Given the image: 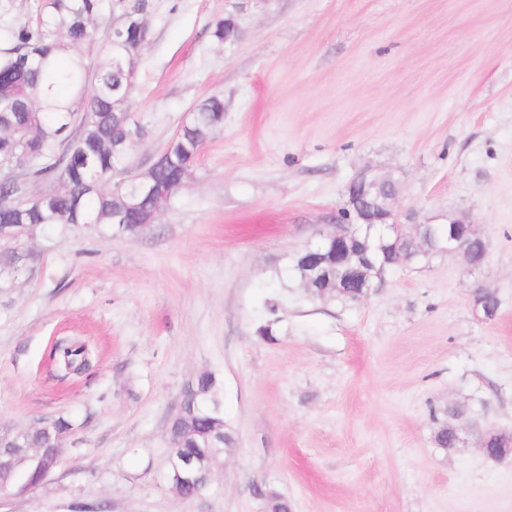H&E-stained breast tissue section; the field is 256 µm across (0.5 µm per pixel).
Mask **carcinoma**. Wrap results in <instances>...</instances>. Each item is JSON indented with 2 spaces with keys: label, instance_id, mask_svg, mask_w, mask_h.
<instances>
[{
  "label": "carcinoma",
  "instance_id": "obj_1",
  "mask_svg": "<svg viewBox=\"0 0 512 512\" xmlns=\"http://www.w3.org/2000/svg\"><path fill=\"white\" fill-rule=\"evenodd\" d=\"M104 0H52L48 17L7 32L0 47V225L18 224L21 236L51 224H109L135 234L153 208V200L129 190L112 194V178L126 166L140 140L129 112L142 48L152 31L144 15L117 2L125 19L121 32L108 36L106 60L90 69L77 48L85 44L103 15ZM203 134L189 127L173 146L174 161L154 167L158 182L180 189L194 172L206 143L203 136L224 124V101L213 95L195 108ZM50 183L38 191L33 184ZM24 274L17 248L0 250V291ZM58 377L77 375L90 366L85 344L56 345ZM70 421L59 417L33 429L14 430L0 440L4 448H49L67 435ZM456 426L434 433L436 447L456 446ZM174 462L203 454L215 467L230 437L224 435V384L213 372L200 373L184 391L168 426ZM39 478V462L17 459L0 477V490L22 492ZM169 482L186 497L200 489L199 475L169 467Z\"/></svg>",
  "mask_w": 512,
  "mask_h": 512
}]
</instances>
